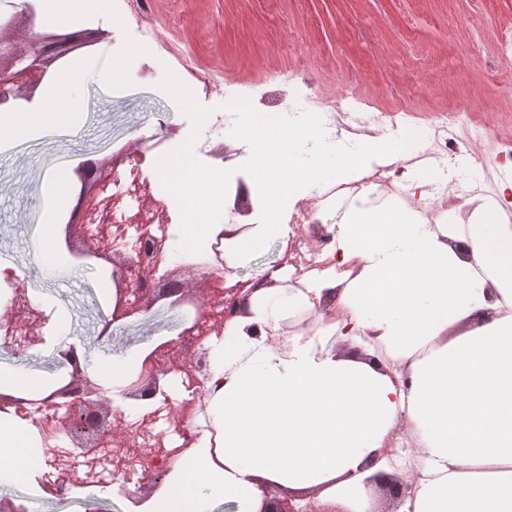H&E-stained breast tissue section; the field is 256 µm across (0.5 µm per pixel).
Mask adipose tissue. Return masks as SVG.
<instances>
[{
	"label": "adipose tissue",
	"mask_w": 512,
	"mask_h": 512,
	"mask_svg": "<svg viewBox=\"0 0 512 512\" xmlns=\"http://www.w3.org/2000/svg\"><path fill=\"white\" fill-rule=\"evenodd\" d=\"M32 2L39 27L110 10V0ZM79 78L60 69L33 100L1 109L0 147L78 127ZM70 190L65 168L43 182L53 208L42 248L57 244L55 208ZM333 230L336 267L293 285L285 269L258 273L244 313L210 337L197 441L129 512L221 501L260 512L268 486L359 512L379 472L410 485L398 512H512V225L488 211L460 235L355 200ZM301 311L316 327L284 336ZM143 365L99 370L114 406L154 409L124 396ZM40 457L35 425L0 413V481H34Z\"/></svg>",
	"instance_id": "adipose-tissue-1"
}]
</instances>
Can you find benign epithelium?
Returning <instances> with one entry per match:
<instances>
[{"instance_id": "7a95c632", "label": "benign epithelium", "mask_w": 512, "mask_h": 512, "mask_svg": "<svg viewBox=\"0 0 512 512\" xmlns=\"http://www.w3.org/2000/svg\"><path fill=\"white\" fill-rule=\"evenodd\" d=\"M84 33L71 32L64 35L38 34L34 43L25 47L3 40L0 37V105L21 97H30L47 77L48 68L54 62L64 58L73 48L82 45ZM95 196L84 190L79 194L76 204L70 212L68 223L84 219L85 211L89 209ZM116 301L110 318L105 320L98 338L107 337L109 329L117 321L127 318L137 312L147 311L152 305L163 298L171 299L170 306L175 307L183 301V290L177 283L158 295L152 290L136 291L131 288V279L122 270L117 277ZM48 320L43 312L27 304L20 313L4 314L0 322L5 321L19 332L17 336L4 337L0 348L15 357L25 355L30 348L44 343L41 328ZM58 367L69 369V381L50 392L39 400L46 409H65L61 424L70 429L71 437H78L89 431L96 433L107 425L112 416L111 400H105V411L94 409L91 396L100 394V388L91 384L81 367L76 344L68 345V349L58 351ZM159 377L155 372L142 374L138 377L135 389L129 395L141 398H153L159 392ZM375 484L377 491L386 496L387 500L395 502L403 499L410 485L399 476L375 475L368 479ZM260 512H328L326 509H314L310 506L296 508L291 501L281 499L270 493L266 494L264 507Z\"/></svg>"}]
</instances>
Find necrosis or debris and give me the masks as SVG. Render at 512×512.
Instances as JSON below:
<instances>
[{"mask_svg": "<svg viewBox=\"0 0 512 512\" xmlns=\"http://www.w3.org/2000/svg\"><path fill=\"white\" fill-rule=\"evenodd\" d=\"M352 102H333L319 116L329 139L340 141L347 137L364 138L370 134H385L388 127L396 125L393 112L376 110L367 113L358 125H350L348 115ZM464 123L460 112L449 113L441 121L421 127L422 139L418 144L419 155L426 159L440 180L433 196L423 199L417 213L421 220L431 221L434 202L447 201L449 208L466 212L471 201H496L495 185L504 174L503 167L483 171L481 175L463 177L458 173L461 153L457 144V131ZM116 168L100 201V211L90 213L80 224V230L88 239L109 236L113 248L126 253L135 264L161 268L167 259L166 244L176 238L177 231L165 190L156 189L143 173L148 159L143 155H130L116 150L112 156ZM393 182L389 168L377 169L362 182L350 186H319L310 199L289 212L291 230L288 234V264L295 275L316 268V255L306 247L308 234H315L321 247H328L332 235L327 227L336 223L356 195L366 196L371 206L386 205L384 193ZM157 193L158 201L150 217L140 215V207L146 194ZM190 401L167 402L159 407L151 418L126 413L121 420L128 437L127 443L116 444L104 440L100 455L86 467L90 475H108L125 484L133 483L144 472L172 463L181 450L192 447L194 436L174 425V411L189 412Z\"/></svg>", "mask_w": 512, "mask_h": 512, "instance_id": "obj_1", "label": "necrosis or debris"}]
</instances>
